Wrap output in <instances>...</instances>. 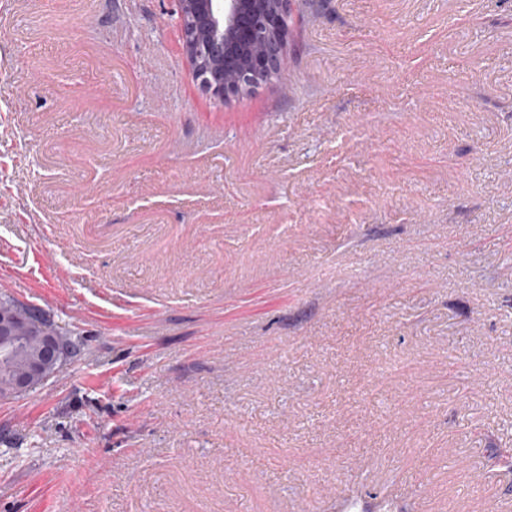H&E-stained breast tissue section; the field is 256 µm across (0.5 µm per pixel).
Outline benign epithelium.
Returning a JSON list of instances; mask_svg holds the SVG:
<instances>
[{
	"label": "benign epithelium",
	"mask_w": 512,
	"mask_h": 512,
	"mask_svg": "<svg viewBox=\"0 0 512 512\" xmlns=\"http://www.w3.org/2000/svg\"><path fill=\"white\" fill-rule=\"evenodd\" d=\"M183 50L201 88L221 101L239 97L269 81L283 69L292 0H175ZM259 41L262 51L227 82L210 63L230 62L235 49ZM27 358L5 395L29 393L47 382L73 358L63 337L24 336L15 318L0 313V365L12 361L30 342Z\"/></svg>",
	"instance_id": "1"
}]
</instances>
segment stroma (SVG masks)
<instances>
[{
  "label": "stroma",
  "mask_w": 512,
  "mask_h": 512,
  "mask_svg": "<svg viewBox=\"0 0 512 512\" xmlns=\"http://www.w3.org/2000/svg\"><path fill=\"white\" fill-rule=\"evenodd\" d=\"M173 0H0V512H512V0H296L220 101ZM36 308L19 303L6 294L0 296V312L15 313L17 321L22 325L33 326L39 334L51 335L22 336L15 325L16 319L0 313V365H7L30 342H36V350L27 358L23 371L14 377L5 392L6 397L29 393L47 382L72 360L71 346L75 357L81 352L77 337L60 331L49 312L46 315L35 314Z\"/></svg>",
  "instance_id": "1"
}]
</instances>
